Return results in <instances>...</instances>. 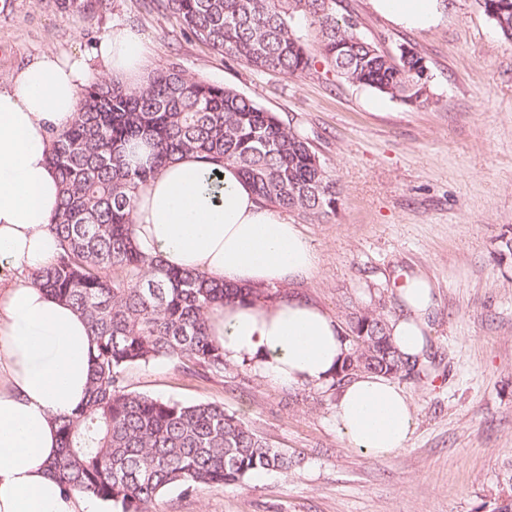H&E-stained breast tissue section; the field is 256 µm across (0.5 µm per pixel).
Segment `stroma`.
I'll use <instances>...</instances> for the list:
<instances>
[{
  "label": "stroma",
  "instance_id": "35a3bbf8",
  "mask_svg": "<svg viewBox=\"0 0 512 512\" xmlns=\"http://www.w3.org/2000/svg\"><path fill=\"white\" fill-rule=\"evenodd\" d=\"M388 53L426 60L430 98L409 105L317 65L296 77L253 71L199 44L155 0H0V81L33 56L91 54L114 23L137 28L149 68L236 88L305 133L335 178V214L301 222L316 268L288 286L338 320L355 307L399 314L402 275L433 283L426 362L403 387L415 428L397 455L351 448L327 385L285 386L250 365L214 376L157 360L127 370L129 390L219 401L296 463L242 484L167 489L154 512H494L512 495V42L477 0H450L424 30L372 0H345Z\"/></svg>",
  "mask_w": 512,
  "mask_h": 512
}]
</instances>
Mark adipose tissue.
Instances as JSON below:
<instances>
[{
    "instance_id": "ef3b65f1",
    "label": "adipose tissue",
    "mask_w": 512,
    "mask_h": 512,
    "mask_svg": "<svg viewBox=\"0 0 512 512\" xmlns=\"http://www.w3.org/2000/svg\"><path fill=\"white\" fill-rule=\"evenodd\" d=\"M395 23L423 29L438 19L437 0H373ZM150 51L138 29L113 26L83 55H35L0 81V512H99L92 495L63 492L48 467L59 416L86 399L91 338L69 305L29 281L6 282L7 272L54 261L49 231L60 194L49 163L53 134L66 130L81 93L100 71L127 88L141 86ZM210 165L188 154L140 191L135 236L164 263L190 268L242 288L277 287L308 275L316 253L298 225L262 204L238 170H221L222 191L204 189ZM403 312L389 323L396 349L424 359L428 319L436 305L429 279L405 276L396 290ZM210 330L226 359L254 363L264 377L290 386L329 382L348 352L344 329L320 305L288 296L214 307ZM334 417L350 447L392 456L415 425L414 406L392 378L359 374L336 394Z\"/></svg>"
}]
</instances>
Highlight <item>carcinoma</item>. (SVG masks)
<instances>
[{"instance_id":"cac0c4a2","label":"carcinoma","mask_w":512,"mask_h":512,"mask_svg":"<svg viewBox=\"0 0 512 512\" xmlns=\"http://www.w3.org/2000/svg\"><path fill=\"white\" fill-rule=\"evenodd\" d=\"M341 2L161 0V6L209 49L257 72L291 76L315 67L294 28L304 21L320 35L324 62L349 83L406 103L426 101L423 57L412 49L383 51L361 34L358 17L339 12ZM479 4L512 41V0ZM141 144L152 149L146 164L134 160ZM187 154L236 165L258 199L304 221L335 213L339 197L309 137L233 87L169 65L148 73L137 89L104 79L84 90L81 112L53 137L49 154L61 185L50 223L59 252L30 279L84 317L92 344L88 400L58 419V454L48 467L64 491L89 493L120 512H153L170 487L196 492L293 465L288 452L221 402L156 398L126 385L130 367L160 359L224 373L209 311L277 297L268 288H239L169 267L136 241L139 190ZM388 322L366 307L349 312V349L331 386L365 371L402 379L416 374V364L391 343Z\"/></svg>"}]
</instances>
